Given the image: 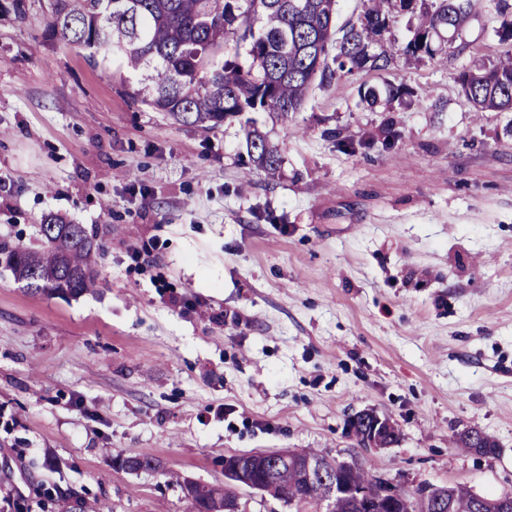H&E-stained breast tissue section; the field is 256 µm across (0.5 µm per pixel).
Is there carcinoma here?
Here are the masks:
<instances>
[{
  "label": "carcinoma",
  "mask_w": 512,
  "mask_h": 512,
  "mask_svg": "<svg viewBox=\"0 0 512 512\" xmlns=\"http://www.w3.org/2000/svg\"><path fill=\"white\" fill-rule=\"evenodd\" d=\"M338 0H49L47 28L67 46L106 48L136 76L134 95L176 122L212 130L256 110L286 115L303 106L313 85H328L364 70L383 71L395 53L376 50L390 27L393 0H366L358 23L335 29ZM417 16L404 54L433 59V38L459 32L480 0H398ZM247 45L244 66L223 56L229 42ZM459 82L477 111L512 112V52L489 66L462 72ZM247 152L261 169L280 165L278 151L255 129ZM44 250L16 247L5 267L35 292L76 297L95 285L93 257L79 225L59 216L41 224ZM201 509L224 501V487L184 481Z\"/></svg>",
  "instance_id": "carcinoma-1"
}]
</instances>
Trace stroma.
<instances>
[{
	"mask_svg": "<svg viewBox=\"0 0 512 512\" xmlns=\"http://www.w3.org/2000/svg\"><path fill=\"white\" fill-rule=\"evenodd\" d=\"M23 4L0 0V242L39 248L63 216L98 286L35 293L0 266V512H186L179 478L281 448L408 490L512 486V112L475 111L458 79L512 51L498 0L444 60L250 113L272 173L239 122H173L105 50L52 38L48 0ZM364 410L399 443L364 451ZM471 427L495 454L455 447ZM129 448L160 468H116ZM246 146L250 158L259 168L272 172L279 167L278 151L269 144L266 136L256 129L247 131Z\"/></svg>",
	"mask_w": 512,
	"mask_h": 512,
	"instance_id": "stroma-1",
	"label": "stroma"
}]
</instances>
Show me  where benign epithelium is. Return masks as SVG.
I'll return each instance as SVG.
<instances>
[{"label":"benign epithelium","instance_id":"7a95c632","mask_svg":"<svg viewBox=\"0 0 512 512\" xmlns=\"http://www.w3.org/2000/svg\"><path fill=\"white\" fill-rule=\"evenodd\" d=\"M350 429H363L362 446L366 449L387 448L392 445L396 425L388 417L374 411L355 415ZM363 468L362 461L339 460L325 456L301 457L293 449L230 454L224 456V503L215 512H241L238 490L249 488L268 495L280 488L294 473L303 481L304 492L289 498L298 512H335L345 505L348 512H401L421 505L426 512H455L457 492L448 485H419L406 492L393 482L376 477L369 485H355L343 476ZM473 502L483 512H512V491L506 490L489 499L472 493Z\"/></svg>","mask_w":512,"mask_h":512}]
</instances>
